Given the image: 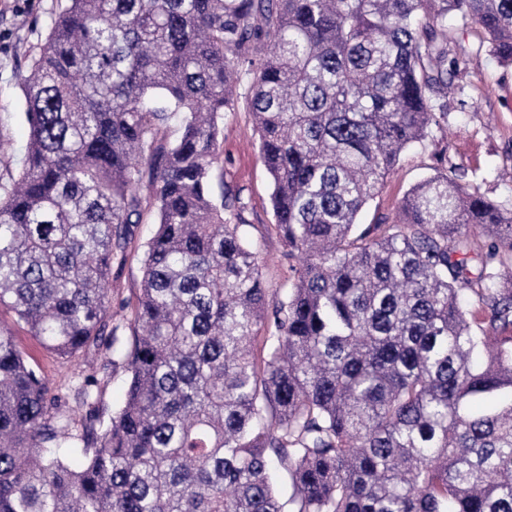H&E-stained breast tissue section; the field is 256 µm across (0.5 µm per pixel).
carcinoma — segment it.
I'll use <instances>...</instances> for the list:
<instances>
[{"mask_svg": "<svg viewBox=\"0 0 512 512\" xmlns=\"http://www.w3.org/2000/svg\"><path fill=\"white\" fill-rule=\"evenodd\" d=\"M68 2L23 79L0 307L110 363L145 182L157 230L105 429L95 374L56 385L0 333V512H283L275 466L291 512H512V209L451 170L358 223L467 69L448 10L512 65V0ZM234 75L300 255L275 291L218 168Z\"/></svg>", "mask_w": 512, "mask_h": 512, "instance_id": "obj_1", "label": "carcinoma"}]
</instances>
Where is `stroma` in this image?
Returning a JSON list of instances; mask_svg holds the SVG:
<instances>
[{
    "instance_id": "35a3bbf8",
    "label": "stroma",
    "mask_w": 512,
    "mask_h": 512,
    "mask_svg": "<svg viewBox=\"0 0 512 512\" xmlns=\"http://www.w3.org/2000/svg\"><path fill=\"white\" fill-rule=\"evenodd\" d=\"M68 0H0V185L12 183L22 171L29 125L22 77L44 42L52 18ZM463 46L470 62L453 80L446 113L426 144L407 148L387 177L379 195L369 203L360 221L375 223L392 217L403 195L423 179L444 170L456 173L468 190L512 206V65H505L481 47L476 34L466 35ZM221 165L227 185L241 191L245 204L243 231L254 243L270 289L289 276L288 249L273 227L271 183L258 154V137L245 97H238L224 114ZM157 229L155 210L145 206L135 225L119 267L112 270V337L115 355L133 339L131 310L140 292L146 245ZM0 327L34 359L51 379L87 373L101 366L94 351L65 362L44 349L28 327L0 309Z\"/></svg>"
}]
</instances>
